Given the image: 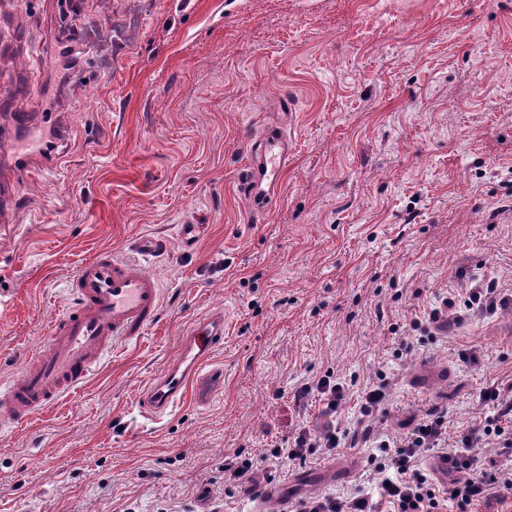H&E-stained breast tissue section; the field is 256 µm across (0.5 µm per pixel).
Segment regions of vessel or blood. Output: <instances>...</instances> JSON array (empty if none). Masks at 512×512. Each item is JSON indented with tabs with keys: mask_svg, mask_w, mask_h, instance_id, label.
I'll return each mask as SVG.
<instances>
[{
	"mask_svg": "<svg viewBox=\"0 0 512 512\" xmlns=\"http://www.w3.org/2000/svg\"><path fill=\"white\" fill-rule=\"evenodd\" d=\"M25 97L20 89H1L0 108L9 110L13 121L11 162L27 180L36 181L56 165L57 157L46 147L42 120L23 108ZM288 154L283 128L264 127L251 140L242 191L252 211H264L276 199ZM136 248V260L100 250L70 276V305L51 321L43 346L29 357L21 375L0 385L1 431L24 426L49 404L78 390L116 344L137 340L154 325L161 292L143 260L162 244L149 236ZM223 342V313L193 327L164 373L141 396L143 411L162 417L190 395L208 402L224 384L223 365L209 362Z\"/></svg>",
	"mask_w": 512,
	"mask_h": 512,
	"instance_id": "obj_1",
	"label": "vessel or blood"
}]
</instances>
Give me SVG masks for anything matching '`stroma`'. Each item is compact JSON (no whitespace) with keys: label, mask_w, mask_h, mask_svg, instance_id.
Here are the masks:
<instances>
[{"label":"stroma","mask_w":512,"mask_h":512,"mask_svg":"<svg viewBox=\"0 0 512 512\" xmlns=\"http://www.w3.org/2000/svg\"><path fill=\"white\" fill-rule=\"evenodd\" d=\"M0 0V88L30 89L67 129L56 167L0 180V384L21 374L97 251L135 257L142 236L161 316L76 392L0 432V512H271L290 501L372 493L357 442L305 461L269 458L319 402L293 395L326 375L346 387L333 417L395 438L434 406L456 435L490 381L512 385V306L453 334L411 321L494 278L512 289V0ZM76 65L62 75L59 48ZM292 110L282 113L281 99ZM285 122L291 156L270 211L241 193L251 140ZM196 227L186 244L182 227ZM224 314V391L160 421L138 399L182 336ZM478 347L482 363L459 361ZM257 464L260 491L224 476ZM378 384H369L364 389V403L361 404V416H369L370 413L379 408L386 399L387 383L383 379H379ZM253 461L249 459L240 462H226L224 464V475L230 473L229 480H232L236 487H242L243 484L252 482Z\"/></svg>","instance_id":"stroma-1"}]
</instances>
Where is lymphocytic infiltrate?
<instances>
[{
    "mask_svg": "<svg viewBox=\"0 0 512 512\" xmlns=\"http://www.w3.org/2000/svg\"><path fill=\"white\" fill-rule=\"evenodd\" d=\"M477 401L488 406V415L474 421L456 440H449L448 413L438 407L400 437L375 440L377 452L369 462L382 480L374 495L358 489L344 497H303L296 502L295 512H443L450 503L459 512H468L469 507L512 493V396L503 394L494 381L480 390ZM343 437L331 423L317 429L303 427L287 447L272 449L271 455L302 461L317 448L333 452ZM489 445L500 448L507 462L492 473L477 455L478 449ZM436 448L446 451L448 477L443 481L418 466L419 459Z\"/></svg>",
    "mask_w": 512,
    "mask_h": 512,
    "instance_id": "1",
    "label": "lymphocytic infiltrate"
}]
</instances>
